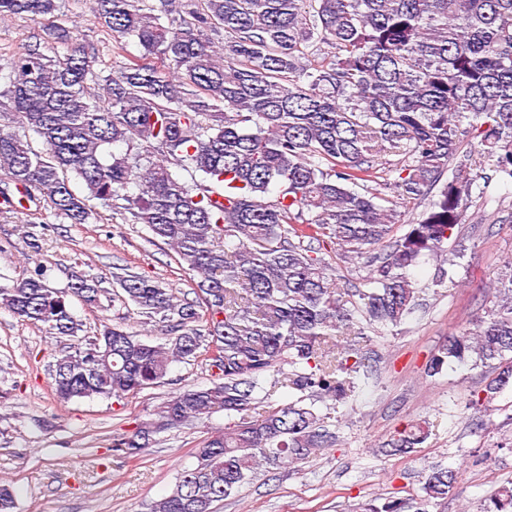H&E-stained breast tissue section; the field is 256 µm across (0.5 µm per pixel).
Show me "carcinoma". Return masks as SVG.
Returning a JSON list of instances; mask_svg holds the SVG:
<instances>
[{
	"instance_id": "cac0c4a2",
	"label": "carcinoma",
	"mask_w": 512,
	"mask_h": 512,
	"mask_svg": "<svg viewBox=\"0 0 512 512\" xmlns=\"http://www.w3.org/2000/svg\"><path fill=\"white\" fill-rule=\"evenodd\" d=\"M92 2L117 48L133 38L142 55L117 54L102 77L94 47L70 41L62 25L29 36L0 91L13 116L0 124V183L72 224L88 223L93 199L129 214L174 250L195 277L196 299L129 268L112 273L111 292L102 278L77 273L60 290L38 264L0 286V307L69 340L50 373L63 402L137 394L162 383L171 363L211 350L217 380L167 397L115 438L112 452L136 460L160 434L224 411V433L203 440L150 508L215 512L261 467L286 468L330 446L327 415L304 398L343 399L367 330L398 327L411 313L418 289L408 270L445 252L484 162L512 178V0ZM58 8V0H0V22L22 14L38 22ZM474 133L481 152L461 153ZM117 143L126 153L111 151ZM384 154L402 156L387 206L372 187L386 172ZM173 166L200 179L189 183ZM421 205L390 240L392 226ZM328 250L374 265L372 287L339 286ZM489 289L493 306L448 335L426 370L496 363L492 398L512 386V265ZM108 293L170 334L151 341L114 324L78 336L69 297L101 308ZM279 385L300 397L273 399ZM428 437V426L413 423L391 446L408 453ZM457 479L451 468H431L415 512H428ZM15 503V489L0 483V512ZM406 508L389 499L360 510ZM482 512H512V484L495 489Z\"/></svg>"
}]
</instances>
